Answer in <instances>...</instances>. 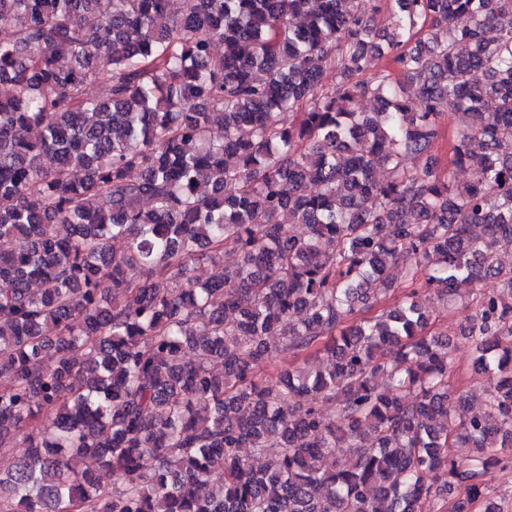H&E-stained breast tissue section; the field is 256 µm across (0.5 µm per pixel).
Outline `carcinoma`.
I'll return each instance as SVG.
<instances>
[{
  "label": "carcinoma",
  "mask_w": 512,
  "mask_h": 512,
  "mask_svg": "<svg viewBox=\"0 0 512 512\" xmlns=\"http://www.w3.org/2000/svg\"><path fill=\"white\" fill-rule=\"evenodd\" d=\"M0 29V512H472L512 462V0H0ZM489 280L461 415L422 294ZM466 125L467 118L461 113H449L445 117L443 137L434 146L432 151V154L438 159L440 166H445L448 163L451 147Z\"/></svg>",
  "instance_id": "obj_1"
}]
</instances>
